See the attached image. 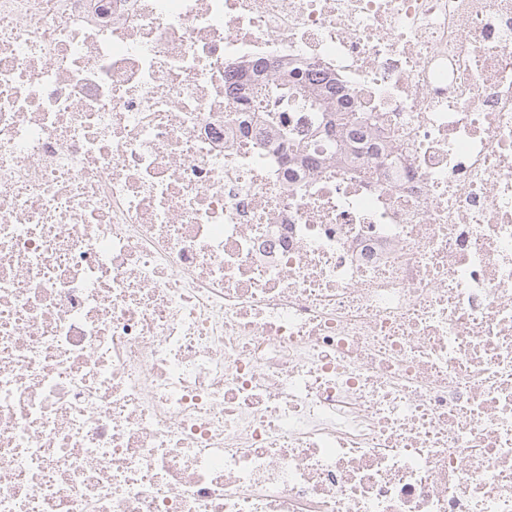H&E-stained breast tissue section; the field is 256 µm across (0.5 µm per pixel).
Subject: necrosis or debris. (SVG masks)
Instances as JSON below:
<instances>
[{
    "mask_svg": "<svg viewBox=\"0 0 512 512\" xmlns=\"http://www.w3.org/2000/svg\"><path fill=\"white\" fill-rule=\"evenodd\" d=\"M0 512H512V0H0Z\"/></svg>",
    "mask_w": 512,
    "mask_h": 512,
    "instance_id": "necrosis-or-debris-1",
    "label": "necrosis or debris"
}]
</instances>
